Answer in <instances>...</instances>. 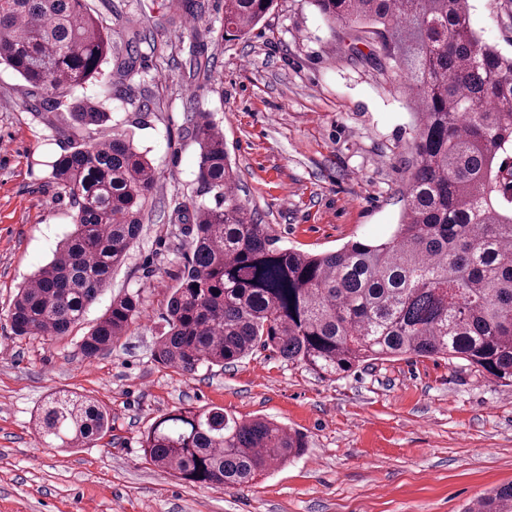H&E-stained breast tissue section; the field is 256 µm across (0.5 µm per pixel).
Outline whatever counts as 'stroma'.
Wrapping results in <instances>:
<instances>
[{"label":"stroma","instance_id":"obj_1","mask_svg":"<svg viewBox=\"0 0 512 512\" xmlns=\"http://www.w3.org/2000/svg\"><path fill=\"white\" fill-rule=\"evenodd\" d=\"M87 0L112 35L89 128L37 109L43 89L0 65V512H465L512 483V386L444 358L360 363L335 379L257 349L187 374L153 351L190 254L186 211L213 204L197 182L191 115L209 113L238 174L237 196L278 247L329 253L389 237L404 203L414 117L369 43L327 22L311 0H275L245 38L224 37V0ZM479 39L512 56V0H470ZM146 33L136 59L124 47ZM127 133L158 185L125 263L69 336H17L18 289L71 231L73 208L51 163L82 141ZM139 314L95 358L83 336L113 298ZM93 398L112 413L95 444L48 447L35 417L53 393ZM180 407H221L304 434L299 457L243 489L190 485L142 459V436Z\"/></svg>","mask_w":512,"mask_h":512}]
</instances>
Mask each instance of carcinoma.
<instances>
[{"label": "carcinoma", "mask_w": 512, "mask_h": 512, "mask_svg": "<svg viewBox=\"0 0 512 512\" xmlns=\"http://www.w3.org/2000/svg\"><path fill=\"white\" fill-rule=\"evenodd\" d=\"M274 0H224V31L250 32ZM331 24L355 28L403 81L415 117V164L393 234L313 254L279 248L238 200L217 126L194 122L197 180L216 204L195 206L190 256L167 306L155 360L192 373L271 349L323 377L399 356L461 361L512 385V57L482 43L469 0H313ZM112 37L87 0H0V64L48 91L81 126L109 119L104 103L66 97L102 81ZM75 209L74 229L19 289L16 336L59 338L84 317L138 238L157 171L129 137L80 143L52 165ZM139 314L137 296L111 305L83 337L82 355L109 349ZM112 429L102 405L75 393L48 398L40 440L88 447ZM307 447L264 419L184 407L151 424L143 459L188 483L242 489ZM466 512H512V486Z\"/></svg>", "instance_id": "obj_1"}]
</instances>
